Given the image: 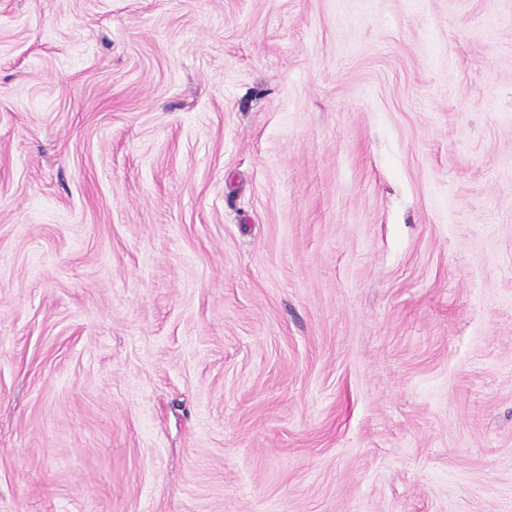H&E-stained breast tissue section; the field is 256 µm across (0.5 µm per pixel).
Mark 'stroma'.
I'll return each mask as SVG.
<instances>
[{"label":"stroma","instance_id":"obj_1","mask_svg":"<svg viewBox=\"0 0 512 512\" xmlns=\"http://www.w3.org/2000/svg\"><path fill=\"white\" fill-rule=\"evenodd\" d=\"M0 512H512V0H0Z\"/></svg>","mask_w":512,"mask_h":512}]
</instances>
